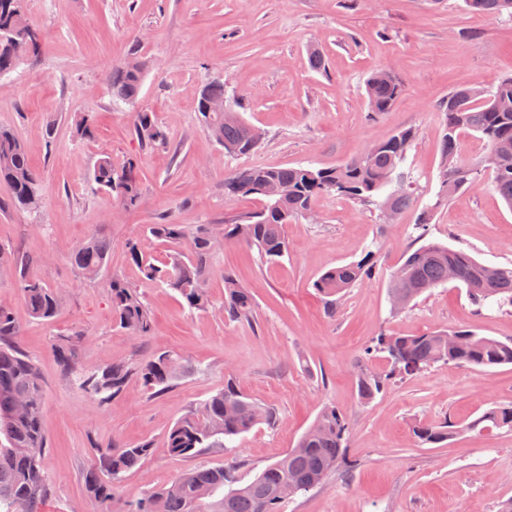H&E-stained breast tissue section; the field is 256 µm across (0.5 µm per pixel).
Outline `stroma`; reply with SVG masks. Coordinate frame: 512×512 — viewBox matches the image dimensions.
<instances>
[{"label": "stroma", "mask_w": 512, "mask_h": 512, "mask_svg": "<svg viewBox=\"0 0 512 512\" xmlns=\"http://www.w3.org/2000/svg\"><path fill=\"white\" fill-rule=\"evenodd\" d=\"M22 10L40 34L39 54L0 78V127L24 145L43 192L38 210L21 209L0 181V306L20 323V344L44 382L52 495L41 512H97L85 491L86 471L101 451L143 442L153 451L115 489L114 512L195 468L234 461L240 480L250 481L295 447L327 405L349 422L345 454L352 466L288 499L282 512H500L512 499V431L470 424L512 403V365L438 364L396 380L368 403L358 397L356 376L366 348L383 333L462 327L512 341V307L476 309L456 284L424 293L398 314L388 297L392 271L419 245L417 210L428 204L436 207L431 240L512 266V210L491 178L437 200L440 106L458 88L512 76V15H482L465 0H22ZM313 45L325 56V71L309 68ZM132 58L143 63L145 80L131 106L113 102L110 77ZM382 68L399 77L403 92L390 111L374 115L365 82ZM214 77L262 133L250 155L225 154L199 124L197 93ZM138 109L154 114L162 141L137 138ZM80 117L91 125L89 136L74 130ZM406 128L417 133L404 164L414 180V209L387 224L377 210L328 196L316 202L313 217L286 225L288 253L280 262H262L243 244L220 247L207 283L213 309L189 310L127 258L132 241L158 264L177 252L149 225L168 221L192 230L254 210L256 200L224 195V176L235 169L334 167ZM105 156L119 168L135 161V206L94 183V166ZM92 237L108 240L111 250L105 267L88 278L70 256ZM369 249L377 252L371 278L327 314L315 280ZM20 265L57 290L52 320L30 316ZM228 273L254 296L250 320L225 321L218 309ZM114 277L149 306L148 336L113 325ZM69 333L78 334V356L90 366L135 368L174 351L188 369L163 393L133 379L104 403L63 372L55 340ZM230 377L273 408L277 423L256 426L224 448L169 455L170 425ZM444 422L459 434L436 444L413 434L415 426Z\"/></svg>", "instance_id": "stroma-1"}]
</instances>
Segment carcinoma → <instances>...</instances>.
<instances>
[{
    "label": "carcinoma",
    "instance_id": "cac0c4a2",
    "mask_svg": "<svg viewBox=\"0 0 512 512\" xmlns=\"http://www.w3.org/2000/svg\"><path fill=\"white\" fill-rule=\"evenodd\" d=\"M469 9L482 14L512 15V0H467ZM26 45L28 57L38 51V34L22 13L21 0H0V73H12L18 45ZM145 70L141 62L131 60L112 71V97L133 105L137 102ZM403 92L402 82L393 74L377 71L366 80V96L373 112H387ZM225 97L224 80L206 82L197 97L201 124L213 140L230 156H243L256 145L251 142L248 123L236 110L239 103L227 101L228 111L207 112L205 104ZM445 128L441 139L440 192L449 197L460 188L448 186V176L466 166L459 159V135L472 130L482 134L490 151L512 153V77L500 79L491 89L464 87L448 95L443 102ZM135 133L145 143L163 139V132L152 113H135ZM416 132L404 129L371 145L341 166L312 168L309 166L246 167L224 177L227 196H255L261 207L244 214L239 220L225 224L221 236L226 242H243L258 250L261 258L274 262L288 253L284 227L290 221L311 214L321 196H336L372 206L381 211L387 207L401 213L414 202L410 173L402 169ZM493 185L504 202L512 208V164L491 167ZM0 180L6 181L13 194L14 205L36 209L30 190H41V181L31 166L28 154L15 137L0 129ZM93 181L102 189L114 192L122 203L131 207L139 198V186L132 167L118 169L112 159H100L93 171ZM271 185L287 187L288 195H272ZM156 238L176 243L186 242L187 252H177L163 265L148 258L136 244L127 246L129 260L139 267L145 278L157 281L176 293L189 310L212 307L206 287L210 259L218 240L206 224L188 231L181 224H151ZM110 242L92 238L71 256L72 265L93 276L105 265ZM376 263V252L366 251L357 260L325 270L314 283L322 296L327 313H336V301L345 291L370 278ZM460 274L457 284L466 288L472 305L481 308L493 301L512 306V266H491L462 249L429 241L408 251L395 269L405 279L398 289L390 279L388 292L403 294V306L431 288L448 283V267ZM30 315L50 320L58 306V294L38 279L29 278L25 268L18 270ZM112 315L115 324L134 336H147L152 330V317L139 294L120 278L109 283ZM251 292L230 276H224V319L239 321L255 311ZM21 327L12 312L0 306V512H37L38 505L49 495L50 480L44 457L30 458L34 448H47V433L42 416L44 389L35 360L19 345ZM62 366L74 377L85 393L107 402L120 394L135 377L148 390L162 392L175 382L183 368L175 354H161L149 362L129 368L123 365L86 367L79 363L73 337L56 340ZM384 355L387 370L375 371L369 362L360 363L357 375L359 398L368 402L375 398L396 376L410 375L435 364H457L475 369L512 364V341L502 342L470 330H435L415 336L378 337L369 356ZM276 414L250 399L233 378L224 388L201 402L167 430L168 453L188 457L200 448H222L227 442L259 424L273 425ZM512 431V405L496 406L469 424L475 428ZM349 423L332 406L324 407L297 445L272 462L247 483L240 481L235 465L191 470L173 484L153 489L128 504L125 512H281L284 487L294 494L307 492L320 485L344 458ZM455 433L451 425L418 427L416 437L423 443H439ZM152 445L141 443L132 448L108 449L99 463L85 476L88 496L112 512V490L124 474L141 459L150 455Z\"/></svg>",
    "mask_w": 512,
    "mask_h": 512
}]
</instances>
